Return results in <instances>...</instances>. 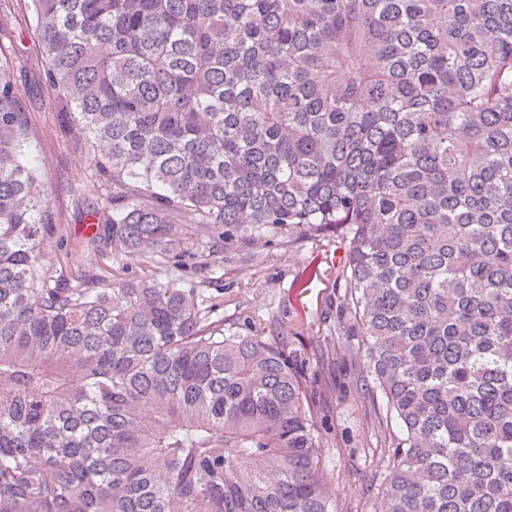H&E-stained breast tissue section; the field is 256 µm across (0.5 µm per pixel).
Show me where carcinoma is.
<instances>
[{"instance_id": "carcinoma-1", "label": "carcinoma", "mask_w": 512, "mask_h": 512, "mask_svg": "<svg viewBox=\"0 0 512 512\" xmlns=\"http://www.w3.org/2000/svg\"><path fill=\"white\" fill-rule=\"evenodd\" d=\"M88 244L347 245L362 371L399 425L375 512H512V0H31ZM0 55V512H341L306 372L199 285L54 276Z\"/></svg>"}]
</instances>
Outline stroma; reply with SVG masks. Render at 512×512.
Segmentation results:
<instances>
[{
    "label": "stroma",
    "mask_w": 512,
    "mask_h": 512,
    "mask_svg": "<svg viewBox=\"0 0 512 512\" xmlns=\"http://www.w3.org/2000/svg\"><path fill=\"white\" fill-rule=\"evenodd\" d=\"M31 11L15 6L11 24L0 33V50L15 69L26 70L30 144L43 162L42 175L61 234L44 246L54 275L72 277L93 270L105 279L153 275L174 286L205 281L206 305L223 319L228 336H286L289 348L307 367L313 411L322 425V462L343 512H360L385 476L386 452L398 432L387 424L382 397L373 393L354 356L360 330L343 302L346 248L330 235L289 243L287 234L255 246L236 238L218 263L188 257L178 273L163 258L124 256L93 250V226L82 212L80 190L90 176L84 151L59 129L58 115L46 105V63L21 44Z\"/></svg>",
    "instance_id": "1"
}]
</instances>
